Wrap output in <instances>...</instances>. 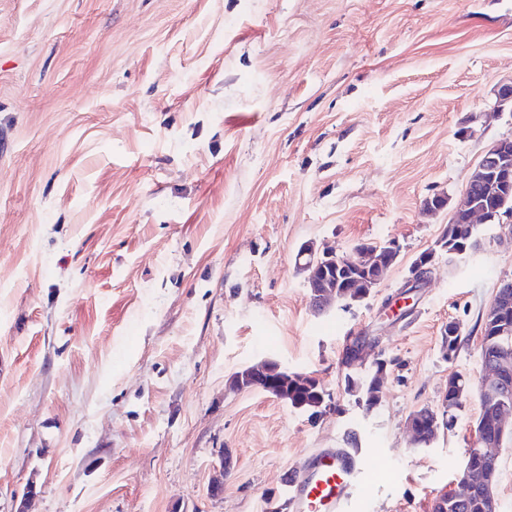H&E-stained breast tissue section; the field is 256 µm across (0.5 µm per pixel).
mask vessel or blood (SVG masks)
<instances>
[{
    "mask_svg": "<svg viewBox=\"0 0 512 512\" xmlns=\"http://www.w3.org/2000/svg\"><path fill=\"white\" fill-rule=\"evenodd\" d=\"M373 470L357 448H324L299 460L292 480L296 512H346Z\"/></svg>",
    "mask_w": 512,
    "mask_h": 512,
    "instance_id": "obj_1",
    "label": "vessel or blood"
}]
</instances>
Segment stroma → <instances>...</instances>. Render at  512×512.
Masks as SVG:
<instances>
[{
	"instance_id": "1",
	"label": "stroma",
	"mask_w": 512,
	"mask_h": 512,
	"mask_svg": "<svg viewBox=\"0 0 512 512\" xmlns=\"http://www.w3.org/2000/svg\"><path fill=\"white\" fill-rule=\"evenodd\" d=\"M510 81L512 0H0V512H263L351 434L384 472L351 512H432L476 444L512 239L484 227L395 300L512 135ZM390 240L369 297L314 313L303 245ZM356 340L358 376L387 362L370 411ZM265 358L319 379V419L230 388ZM456 372L450 428L413 445ZM451 381V387H448V423L445 422L444 425L447 426L450 424V420L453 418V412L458 410L465 400L468 392H469V381L460 373H453L449 377ZM458 392V394H456Z\"/></svg>"
}]
</instances>
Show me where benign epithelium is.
I'll list each match as a JSON object with an SVG mask.
<instances>
[{
	"instance_id": "1",
	"label": "benign epithelium",
	"mask_w": 512,
	"mask_h": 512,
	"mask_svg": "<svg viewBox=\"0 0 512 512\" xmlns=\"http://www.w3.org/2000/svg\"><path fill=\"white\" fill-rule=\"evenodd\" d=\"M493 186L503 197L512 194V138H503L493 144L484 154L478 167L469 178L463 201L456 212L465 215L468 233L455 234V237H442L438 244L447 247L455 239L470 237L479 224H496L508 230L512 236V225L503 222L510 213H501L490 208L477 197L475 191L484 186ZM400 252V246L389 241L373 245L368 249L340 255L331 247L318 250L313 245L303 246L296 258L297 269L305 273L312 306L322 311L336 302V289L347 288L355 291L359 288L373 289L380 284L383 273L394 264ZM485 320L489 328L498 336L512 334V281L506 283V289L495 295L486 313ZM292 372L274 359H263L246 367L243 374L232 377L235 389L251 390L262 384L276 382V385L288 383ZM483 387L491 390L497 397L503 398L512 392V356L499 353L487 364V372L482 381ZM512 410L500 407L492 411L491 432L482 440V452L487 457L494 456V449L500 447L507 433H512L507 419ZM461 491L454 493L455 500L464 501L472 495L479 496L484 512H498L497 482L494 471L481 466L465 468L458 476Z\"/></svg>"
}]
</instances>
